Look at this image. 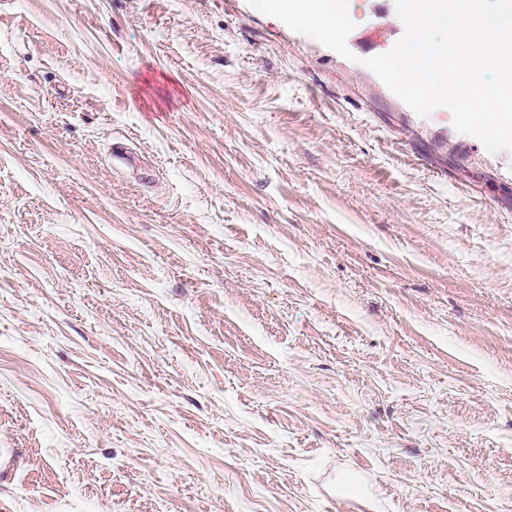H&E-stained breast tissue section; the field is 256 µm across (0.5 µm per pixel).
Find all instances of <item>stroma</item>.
Segmentation results:
<instances>
[{
	"instance_id": "stroma-1",
	"label": "stroma",
	"mask_w": 512,
	"mask_h": 512,
	"mask_svg": "<svg viewBox=\"0 0 512 512\" xmlns=\"http://www.w3.org/2000/svg\"><path fill=\"white\" fill-rule=\"evenodd\" d=\"M354 6L0 0V512H512V152Z\"/></svg>"
}]
</instances>
